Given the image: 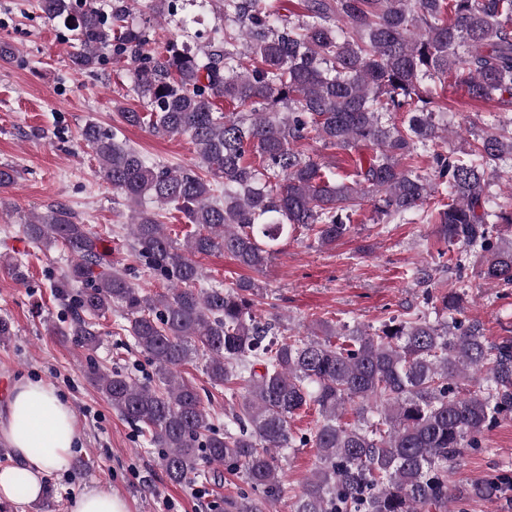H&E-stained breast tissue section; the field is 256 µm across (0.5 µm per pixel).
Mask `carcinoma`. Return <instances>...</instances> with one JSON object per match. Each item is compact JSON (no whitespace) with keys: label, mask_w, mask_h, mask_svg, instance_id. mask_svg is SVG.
I'll use <instances>...</instances> for the list:
<instances>
[{"label":"carcinoma","mask_w":512,"mask_h":512,"mask_svg":"<svg viewBox=\"0 0 512 512\" xmlns=\"http://www.w3.org/2000/svg\"><path fill=\"white\" fill-rule=\"evenodd\" d=\"M217 2V44L193 48L176 34L160 52L153 23L176 16L180 0H150L140 22L129 20L130 0L38 2L45 22L72 32L73 70L93 72L107 56L136 65L143 111L118 108L124 124L198 149L195 165L169 168L119 141L116 127H82L97 174L131 209L137 261L168 292L145 293L106 262L88 225L50 207L21 229L69 255L50 283L70 313L57 335L89 349L99 321L119 314L117 330L153 365L154 382L96 365L89 381L140 425L171 483L238 475L252 495L225 501L227 512L285 499L290 512H448L463 498L500 497L512 484L505 472L463 492L448 480L465 450L512 416V336L490 342L480 321L461 318L459 281L426 293L431 310L414 317L373 331L319 319L323 336L305 340L261 320L255 282L200 287L191 256L224 253L261 272L281 236L332 245L368 203L384 223L435 225L436 243L464 247L484 280L512 284V240H493L512 211L490 183L512 172V0H300L294 19L273 0ZM450 76L498 110L462 156L443 135L439 90ZM310 140L356 153L353 170L336 178L301 149ZM423 153L430 173L417 165ZM171 209L194 227L181 248L160 221ZM199 356L210 385L237 400L222 428L204 406L210 394L177 376ZM311 407L314 427L293 431ZM306 447L318 465L290 495L279 455Z\"/></svg>","instance_id":"carcinoma-1"}]
</instances>
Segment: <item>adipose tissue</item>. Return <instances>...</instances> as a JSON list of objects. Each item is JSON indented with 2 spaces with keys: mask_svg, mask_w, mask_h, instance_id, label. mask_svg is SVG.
Here are the masks:
<instances>
[{
  "mask_svg": "<svg viewBox=\"0 0 512 512\" xmlns=\"http://www.w3.org/2000/svg\"><path fill=\"white\" fill-rule=\"evenodd\" d=\"M0 438L15 459L0 468V498L10 501L17 482H25L27 499L43 493V481L53 472L66 470L77 448L80 432L70 403L50 385L28 379L14 387L8 416L0 420ZM69 512H128L126 502L111 485L97 483L75 494Z\"/></svg>",
  "mask_w": 512,
  "mask_h": 512,
  "instance_id": "obj_1",
  "label": "adipose tissue"
}]
</instances>
